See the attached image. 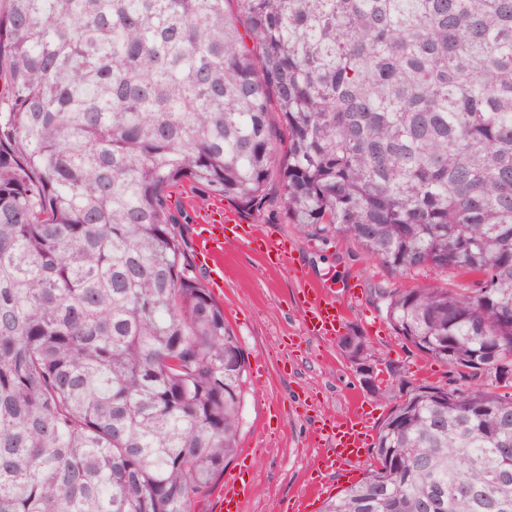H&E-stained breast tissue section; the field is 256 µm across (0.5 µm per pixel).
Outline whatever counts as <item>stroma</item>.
Here are the masks:
<instances>
[{"instance_id": "1", "label": "stroma", "mask_w": 512, "mask_h": 512, "mask_svg": "<svg viewBox=\"0 0 512 512\" xmlns=\"http://www.w3.org/2000/svg\"><path fill=\"white\" fill-rule=\"evenodd\" d=\"M241 217L273 237L288 239L296 265L310 276L334 275L345 313L342 333H362L381 363L400 368L414 385L464 387V379L449 365L406 345L375 297L380 286L410 288L413 279L337 240H310L288 222L276 195H269L261 210ZM298 286L288 269L267 267L239 242L225 244L224 286L212 294L247 364L239 449L251 454L253 491L244 512H283L313 482L320 451L314 428L321 417L345 416L357 403L377 427L399 396L394 390L376 398L343 357L339 340L304 334L294 300Z\"/></svg>"}]
</instances>
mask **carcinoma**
I'll use <instances>...</instances> for the list:
<instances>
[{"label":"carcinoma","mask_w":512,"mask_h":512,"mask_svg":"<svg viewBox=\"0 0 512 512\" xmlns=\"http://www.w3.org/2000/svg\"><path fill=\"white\" fill-rule=\"evenodd\" d=\"M8 2L0 512H194L247 370L171 193L259 210L273 180L313 240L481 279L379 289L475 384L398 379L377 465L322 512H512V0Z\"/></svg>","instance_id":"carcinoma-1"}]
</instances>
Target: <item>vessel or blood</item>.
<instances>
[{"label":"vessel or blood","instance_id":"vessel-or-blood-1","mask_svg":"<svg viewBox=\"0 0 512 512\" xmlns=\"http://www.w3.org/2000/svg\"><path fill=\"white\" fill-rule=\"evenodd\" d=\"M241 242L252 254L273 268L293 263V252L284 239H275L253 224H244L231 214L205 213L199 216L195 234V250L199 263L207 270L212 287L224 285V244ZM300 285L295 297L304 316L307 334L329 338L338 334L344 312L336 303V283L331 279L310 278L299 273ZM371 423L361 411L345 418L322 419L317 436L324 448L318 461L320 474L348 472L367 453ZM252 492V482L243 473L225 477L221 494L222 512H242L244 502Z\"/></svg>","mask_w":512,"mask_h":512}]
</instances>
